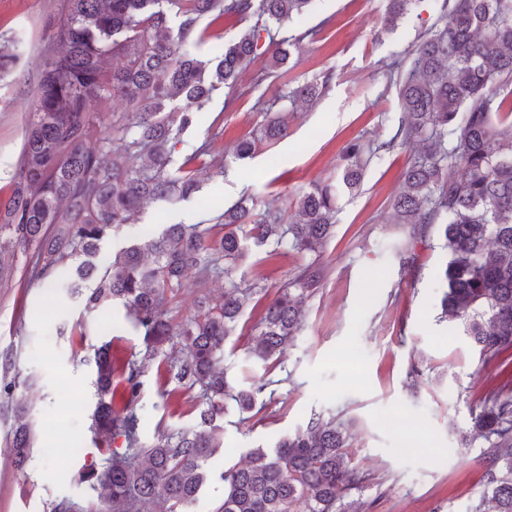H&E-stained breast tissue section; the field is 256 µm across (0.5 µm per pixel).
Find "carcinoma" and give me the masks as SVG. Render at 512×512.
<instances>
[{
	"mask_svg": "<svg viewBox=\"0 0 512 512\" xmlns=\"http://www.w3.org/2000/svg\"><path fill=\"white\" fill-rule=\"evenodd\" d=\"M414 0H389L384 28L394 26ZM310 0H67L53 26L51 45L37 75L35 111L25 129L18 172L0 210V278L13 266L15 249L29 255L30 278L71 271L67 285L85 309L120 304L142 336V357L119 359L107 346L94 362L98 400L91 431L108 452L101 467L79 478L112 512H190L208 479L207 461L221 447L224 400L250 412L269 385L260 380L238 389L221 362L253 296L265 286L235 279L255 249L290 248L320 253L335 227L337 201L357 190L370 161L399 146L417 144L392 202L393 222L407 224L402 265L416 260L418 246L434 247L436 235L448 260L441 272L446 291L442 315L458 322L479 350L482 364L512 369V0H446L448 10L419 40L410 69L398 74L401 116L392 137L351 142L336 183L315 184L286 216L256 209L254 198L224 210L220 237L197 224H168L138 244L98 263L112 231L157 202L188 200L202 190L199 165L224 176V154L201 143L182 161L173 153L182 134L213 92L228 89L230 109L248 94L239 74L259 58L264 76L283 80L278 99L291 109L313 107L335 77L328 69L291 86L290 59L304 33L280 36V25L301 14ZM226 18H256L224 45L218 59L197 52L206 30ZM13 43L0 44V79L14 63ZM125 106L112 108L116 99ZM248 138L231 147L245 159L288 136V112L261 113ZM224 277L214 306L199 308L178 325L164 307L176 297L185 273ZM315 258L277 287L252 328L250 359L280 360L303 326L304 298L324 280ZM182 347L164 363L166 382L199 388L194 430L162 431L141 445L136 404L145 362L172 337ZM472 429L469 447L482 441L485 490L475 512H512V391L491 390ZM351 433L336 416L313 415L306 428L257 448L241 466L221 474L224 503L218 512H351L336 510L351 491L372 481L352 465ZM123 440L125 448L112 447ZM31 429L18 415L12 431L15 461L26 462Z\"/></svg>",
	"mask_w": 512,
	"mask_h": 512,
	"instance_id": "obj_1",
	"label": "carcinoma"
}]
</instances>
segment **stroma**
Returning a JSON list of instances; mask_svg holds the SVG:
<instances>
[{
	"instance_id": "obj_1",
	"label": "stroma",
	"mask_w": 512,
	"mask_h": 512,
	"mask_svg": "<svg viewBox=\"0 0 512 512\" xmlns=\"http://www.w3.org/2000/svg\"><path fill=\"white\" fill-rule=\"evenodd\" d=\"M387 4L311 0L282 33L315 32L304 41L292 71L298 81L330 68L336 72L316 107L297 112L287 138L252 157L235 159L229 147L252 130L279 85L274 78L256 83L261 66H250L239 78L248 95L228 110L223 94H216L174 151L175 160H182L213 126L223 127L215 142L225 154L223 179L206 181L202 197L151 206L114 231L105 252L129 246L160 224H198L220 236L223 229L215 216L224 206L253 197L259 210H284L312 183L336 177L350 141L389 139L400 106L398 88L386 70L392 64L409 68L414 46L440 17L443 0H415L388 31L382 28ZM64 9L65 0H0V42L14 41L18 54L12 74L0 80V207L11 195L26 122L35 108L34 76L47 30ZM416 151L410 145L373 160L359 192L339 199L335 233L320 255L326 278L304 302L301 335L269 369L246 355L250 328L277 286L308 257L290 249L254 254L246 277L260 279L267 291L263 299L249 302L225 341L224 365L239 383L274 381L275 393L265 408L249 413L226 401L219 420L224 445L208 461L211 478L193 512H216L224 501L221 472L245 463L251 450L272 447L282 436L305 428L318 412L354 424L352 462L374 476L349 496L360 512H474L479 504L484 491L481 448L463 447L459 438L485 392L508 376L482 369L462 329L438 322L444 253L421 247L414 264L400 262L407 232L392 223L390 201ZM223 290V278L204 280L188 272L172 314L188 315L198 300L218 298ZM107 341L123 358L143 350L121 306L83 312L62 285L31 280L25 253L16 252L12 278L0 283V359L10 358L16 378L11 392L0 393V512H52L63 499L80 512H96V496L80 483L78 471L102 461L90 425L96 402L94 351ZM164 361L157 356L140 376L137 412L147 445L162 430L196 424L189 392L163 383ZM20 407L35 431L31 457L22 468L16 467L10 448Z\"/></svg>"
}]
</instances>
